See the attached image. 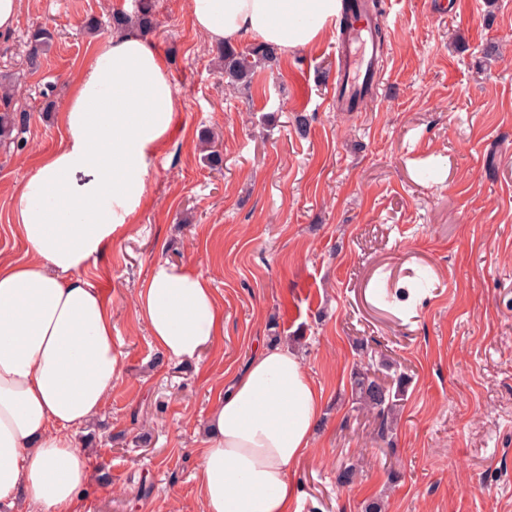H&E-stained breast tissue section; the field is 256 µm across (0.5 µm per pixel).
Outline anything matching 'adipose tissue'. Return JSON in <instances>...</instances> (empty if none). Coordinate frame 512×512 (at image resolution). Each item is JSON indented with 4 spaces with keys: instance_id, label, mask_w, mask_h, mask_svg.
<instances>
[{
    "instance_id": "ef3b65f1",
    "label": "adipose tissue",
    "mask_w": 512,
    "mask_h": 512,
    "mask_svg": "<svg viewBox=\"0 0 512 512\" xmlns=\"http://www.w3.org/2000/svg\"><path fill=\"white\" fill-rule=\"evenodd\" d=\"M189 13L212 42L252 38L288 51L335 24L337 0H189ZM176 106L152 42L133 29L96 41L61 114L60 148L11 194L28 258H0V512L22 501L79 512L91 455L76 432L100 414L119 375L112 305L82 272L134 223ZM134 314L176 359L224 333L210 279L188 265L156 261ZM323 408L296 350L255 349L203 421L201 512H291L289 469L310 452Z\"/></svg>"
}]
</instances>
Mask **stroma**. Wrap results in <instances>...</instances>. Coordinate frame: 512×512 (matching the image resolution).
I'll use <instances>...</instances> for the list:
<instances>
[{
  "label": "stroma",
  "instance_id": "stroma-1",
  "mask_svg": "<svg viewBox=\"0 0 512 512\" xmlns=\"http://www.w3.org/2000/svg\"><path fill=\"white\" fill-rule=\"evenodd\" d=\"M148 35L177 98L146 203L84 275L112 302L121 376L77 438L83 512H200L199 423L254 349H296L326 395L294 467L299 512H512V0H381L377 94L339 112V28L274 52L231 92L186 0H153ZM135 0H24L0 77L29 123L0 146V256L26 260L10 196L59 147L57 115L114 10ZM54 35L38 71L27 34ZM307 118L306 131L296 116ZM211 133L223 166L198 149ZM158 260L212 281L224 333L200 357L158 350L134 315ZM402 376L392 435L351 397L355 373ZM359 467L351 484L338 476Z\"/></svg>",
  "mask_w": 512,
  "mask_h": 512
}]
</instances>
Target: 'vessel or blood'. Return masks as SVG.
<instances>
[{
    "label": "vessel or blood",
    "instance_id": "vessel-or-blood-1",
    "mask_svg": "<svg viewBox=\"0 0 512 512\" xmlns=\"http://www.w3.org/2000/svg\"><path fill=\"white\" fill-rule=\"evenodd\" d=\"M342 51L336 82V109L340 112L358 111L370 96L380 70V48L373 23L359 25L349 13H342Z\"/></svg>",
    "mask_w": 512,
    "mask_h": 512
}]
</instances>
